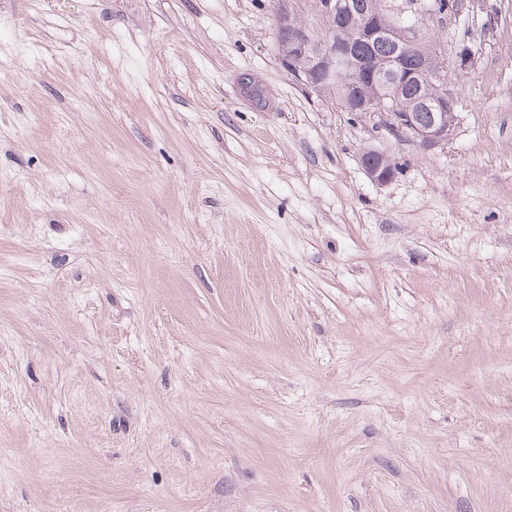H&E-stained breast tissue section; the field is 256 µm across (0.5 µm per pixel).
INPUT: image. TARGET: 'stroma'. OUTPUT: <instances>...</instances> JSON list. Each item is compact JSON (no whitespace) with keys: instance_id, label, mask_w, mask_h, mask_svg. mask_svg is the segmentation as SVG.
Listing matches in <instances>:
<instances>
[{"instance_id":"35a3bbf8","label":"stroma","mask_w":512,"mask_h":512,"mask_svg":"<svg viewBox=\"0 0 512 512\" xmlns=\"http://www.w3.org/2000/svg\"><path fill=\"white\" fill-rule=\"evenodd\" d=\"M273 11L0 0V512H512V0L434 149ZM385 155L374 149L365 150L360 156V164L367 175L373 182L379 185L388 183L394 178V171L396 164L394 163L393 169L384 166Z\"/></svg>"}]
</instances>
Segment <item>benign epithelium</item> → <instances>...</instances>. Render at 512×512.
Here are the masks:
<instances>
[{
	"label": "benign epithelium",
	"mask_w": 512,
	"mask_h": 512,
	"mask_svg": "<svg viewBox=\"0 0 512 512\" xmlns=\"http://www.w3.org/2000/svg\"><path fill=\"white\" fill-rule=\"evenodd\" d=\"M321 10L325 17L336 25L347 24L354 17L353 5L348 0H322ZM294 6L291 0H276L274 30L278 43H287L288 55H279L282 67L305 92L319 95L325 84L332 80L350 85V93L344 99V107L350 112L378 119V125L397 135H408L428 149L444 146L453 138L458 123V105L454 86L448 83L446 70L432 74V80L439 84L438 93L433 98L419 97L415 104L426 113L421 121L415 112H394L389 108L392 90L403 82L418 83L421 72L405 71L399 58H391L386 65L372 71V79L379 89L373 99H363L355 83L350 81V68L353 58L350 49L332 41L318 38L312 28L295 29L290 26ZM359 34L369 41L388 40L396 49L410 48L420 52L416 30L413 26L394 24L383 26L378 18L365 11L360 13ZM312 55L310 68L299 71L293 59ZM385 155L374 149L365 150L360 156V164L373 182L378 185L394 178V171L384 166Z\"/></svg>",
	"instance_id": "7a95c632"
}]
</instances>
